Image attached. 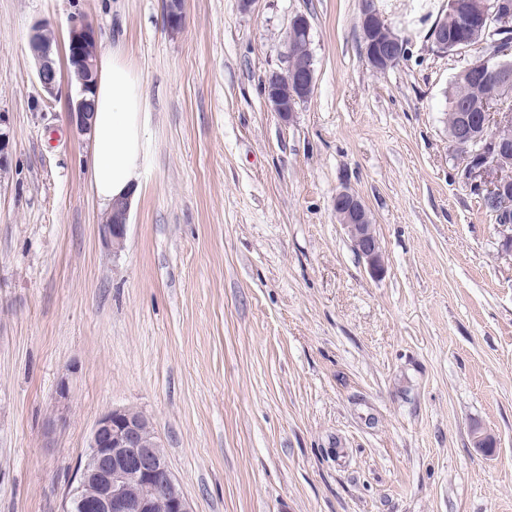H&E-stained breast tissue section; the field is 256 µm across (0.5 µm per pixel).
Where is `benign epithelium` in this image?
I'll return each instance as SVG.
<instances>
[{
    "label": "benign epithelium",
    "mask_w": 512,
    "mask_h": 512,
    "mask_svg": "<svg viewBox=\"0 0 512 512\" xmlns=\"http://www.w3.org/2000/svg\"><path fill=\"white\" fill-rule=\"evenodd\" d=\"M168 29L180 32L185 26L184 0H165ZM383 16L375 0H363L361 30L367 59L378 73L397 65L408 54V43L396 46L382 37ZM512 28V0H474L466 22L454 30L438 20L429 39L437 52H462L473 46L470 31L483 34L480 40L484 56L471 60L462 71L484 88L481 101L471 106L457 105L458 122L450 141L461 160V174L471 187L494 208L497 228L506 242L512 243V182L502 179L501 169L512 163V139L503 132L512 129V114L498 115L500 106L512 98V37L501 33ZM46 25L36 23L29 38V50L42 88L53 92L59 84L51 42L44 34ZM68 38L81 83L78 98L70 103L72 122L77 130L91 132L93 102L87 97L96 72L97 57L81 53L82 47L98 43L93 25L82 15L71 17ZM315 88L312 57H303L298 65L287 63L272 72L264 86L266 105L278 117L289 122L297 105L308 101ZM0 113V169L10 161V139ZM131 205L122 199L112 203L109 222L100 225L105 241L117 253L124 248ZM336 221L347 231L352 247L364 259L368 270L379 275L384 257L375 225L361 198L347 189L336 194ZM70 390L66 380L57 387L56 420L66 418ZM166 512H193L178 481L171 472L161 444L147 415L133 408H114L97 420L90 438L86 461L76 487L71 491L63 512H157L159 504Z\"/></svg>",
    "instance_id": "benign-epithelium-1"
}]
</instances>
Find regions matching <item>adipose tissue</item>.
I'll return each instance as SVG.
<instances>
[{
    "label": "adipose tissue",
    "instance_id": "ef3b65f1",
    "mask_svg": "<svg viewBox=\"0 0 512 512\" xmlns=\"http://www.w3.org/2000/svg\"><path fill=\"white\" fill-rule=\"evenodd\" d=\"M90 98L94 110L91 188L108 204L121 197L135 198L145 145V96L140 76L129 67L121 49L101 58Z\"/></svg>",
    "mask_w": 512,
    "mask_h": 512
}]
</instances>
